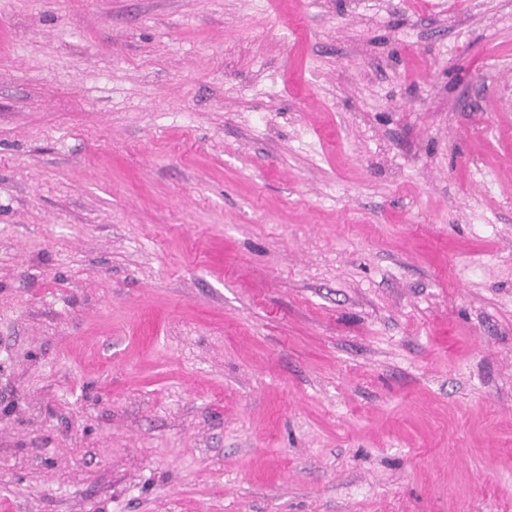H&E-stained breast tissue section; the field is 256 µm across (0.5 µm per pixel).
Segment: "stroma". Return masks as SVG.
<instances>
[{
    "label": "stroma",
    "mask_w": 512,
    "mask_h": 512,
    "mask_svg": "<svg viewBox=\"0 0 512 512\" xmlns=\"http://www.w3.org/2000/svg\"><path fill=\"white\" fill-rule=\"evenodd\" d=\"M0 512H512V0H0Z\"/></svg>",
    "instance_id": "stroma-1"
}]
</instances>
